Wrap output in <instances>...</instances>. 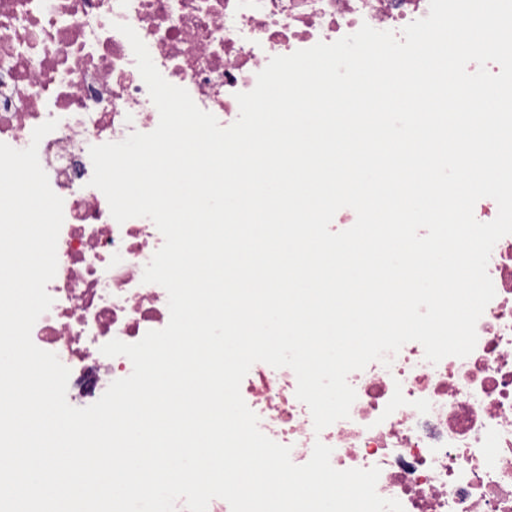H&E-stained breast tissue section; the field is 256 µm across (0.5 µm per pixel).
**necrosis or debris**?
Returning <instances> with one entry per match:
<instances>
[{
	"instance_id": "necrosis-or-debris-1",
	"label": "necrosis or debris",
	"mask_w": 512,
	"mask_h": 512,
	"mask_svg": "<svg viewBox=\"0 0 512 512\" xmlns=\"http://www.w3.org/2000/svg\"><path fill=\"white\" fill-rule=\"evenodd\" d=\"M429 0H0V142L29 146L47 120L58 125L38 147L52 190L63 200L50 309L34 344L69 368L68 402L83 408L129 376L125 356L100 348L135 343L167 326L168 294L143 282L164 243L154 222L117 223L91 187V146L148 133L159 123L128 39L129 24L162 76L186 89L221 126L239 116L270 59L332 43L362 24L401 33L426 17ZM488 274L495 296L464 358L433 364L404 344L388 362L351 372L348 418L315 430L287 367L252 365L240 392L260 431L306 464L315 442L335 469L379 468L376 490L404 512H512V235L494 245Z\"/></svg>"
}]
</instances>
